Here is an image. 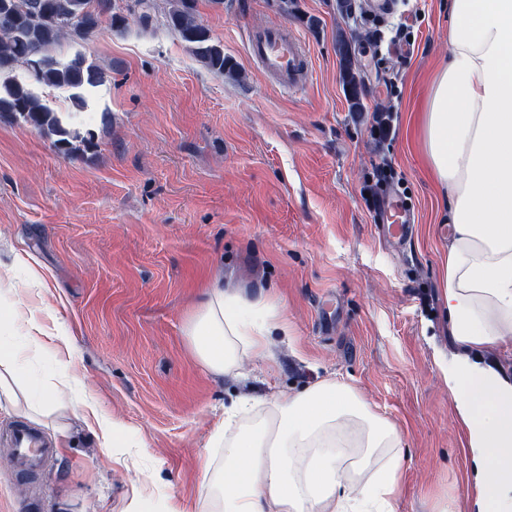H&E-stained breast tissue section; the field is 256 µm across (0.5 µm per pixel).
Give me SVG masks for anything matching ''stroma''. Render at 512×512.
<instances>
[{"mask_svg": "<svg viewBox=\"0 0 512 512\" xmlns=\"http://www.w3.org/2000/svg\"><path fill=\"white\" fill-rule=\"evenodd\" d=\"M337 2L197 0L238 79L203 67L162 13L146 28L102 27L56 51L106 74L84 108L41 90L93 148L66 154L45 131L0 123V251L26 260L0 274L22 287L36 265L73 345L68 356L49 343L32 351L24 381L74 384L34 426L51 453L31 476L10 463L21 419L0 409V512H164L173 500L209 512L224 451L208 440L225 409L248 398L238 425L251 428L275 397L326 377L402 434L393 512H471L473 463L446 377L459 351L442 290L448 227L415 131L448 53V0H393L371 21ZM403 21L411 41L399 58L391 38ZM255 25L302 33L311 67L297 84L278 86L249 56ZM340 33L363 73L359 115L340 79ZM392 191L415 213L400 247L377 228ZM217 274L274 304L289 330L240 378H213L186 334ZM88 402L127 428L123 446L79 422Z\"/></svg>", "mask_w": 512, "mask_h": 512, "instance_id": "obj_1", "label": "stroma"}]
</instances>
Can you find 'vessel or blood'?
<instances>
[{"mask_svg": "<svg viewBox=\"0 0 512 512\" xmlns=\"http://www.w3.org/2000/svg\"><path fill=\"white\" fill-rule=\"evenodd\" d=\"M247 47L263 72L276 78L284 87L293 85L296 77L309 67L302 40L285 27L250 29ZM413 221L412 209L400 199H389L382 217V233L393 242H404L412 234ZM13 445L15 463L20 467H38L49 453L40 436L24 425L15 428Z\"/></svg>", "mask_w": 512, "mask_h": 512, "instance_id": "vessel-or-blood-1", "label": "vessel or blood"}]
</instances>
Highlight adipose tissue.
Returning <instances> with one entry per match:
<instances>
[{
    "label": "adipose tissue",
    "instance_id": "obj_1",
    "mask_svg": "<svg viewBox=\"0 0 512 512\" xmlns=\"http://www.w3.org/2000/svg\"><path fill=\"white\" fill-rule=\"evenodd\" d=\"M448 57L422 112L423 147L443 198L448 252L443 295L448 329L463 347L512 343V0H449ZM23 303L0 278V403L31 417L55 393L25 386L28 345L50 335L52 295L31 271ZM264 298L228 290L212 278L189 321L199 360L217 378L242 359L264 357L276 326ZM448 390L477 463L476 512H512V378L459 357L448 363ZM242 406L226 409L213 430L224 467L212 512H392L401 435L348 384L325 378L273 404L260 429L238 432Z\"/></svg>",
    "mask_w": 512,
    "mask_h": 512
}]
</instances>
